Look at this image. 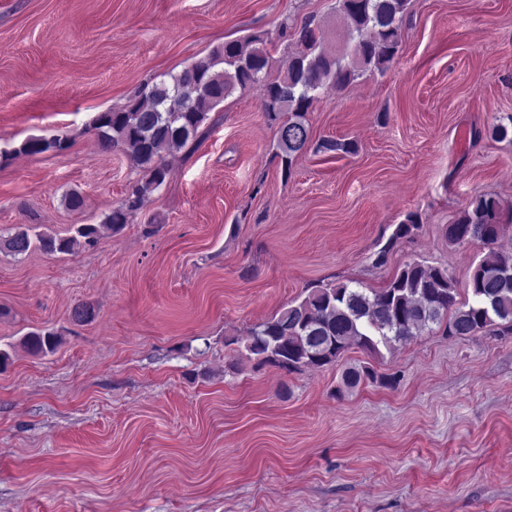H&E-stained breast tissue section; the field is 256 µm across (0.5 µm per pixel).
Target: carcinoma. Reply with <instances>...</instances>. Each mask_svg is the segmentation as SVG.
Masks as SVG:
<instances>
[{
  "mask_svg": "<svg viewBox=\"0 0 512 512\" xmlns=\"http://www.w3.org/2000/svg\"><path fill=\"white\" fill-rule=\"evenodd\" d=\"M408 0H336V11L346 20L351 48L330 53L324 48L322 30L310 29L312 21L296 24L283 18L277 29L288 53L286 70L269 78L268 39L252 34L224 42L182 71L161 75L131 94L118 109L99 113L92 121L97 143L104 151L122 152L140 171V180L128 186L124 198L102 224H76L72 234L57 237L31 235L21 229L0 237V251L24 255L33 249L68 253L97 245L101 229L120 230L142 209L146 197L170 177L164 154L197 144L203 126L224 100L236 91L260 90L262 110L275 126V156L283 171L311 146L307 115L319 93L341 89L360 73L385 72L399 52ZM69 147L64 136L29 138L19 147L0 154V166L15 155L61 153ZM356 143L323 138L317 153L353 154ZM417 228L407 217L377 253L384 263L394 245ZM512 231V214L487 194L474 197L447 228L448 242L464 245L480 242L489 247L471 270L467 297L459 298L448 270L412 260L379 289L348 284L313 286L301 301L293 302L255 327L246 338L245 351L260 364L290 372L304 367L322 368L336 363L355 345L373 354L405 345L432 326L447 335L470 337L480 332L512 334V252L492 248ZM28 347L37 353L52 351L58 340L52 332H31ZM370 369H348L344 385L373 381Z\"/></svg>",
  "mask_w": 512,
  "mask_h": 512,
  "instance_id": "cac0c4a2",
  "label": "carcinoma"
}]
</instances>
